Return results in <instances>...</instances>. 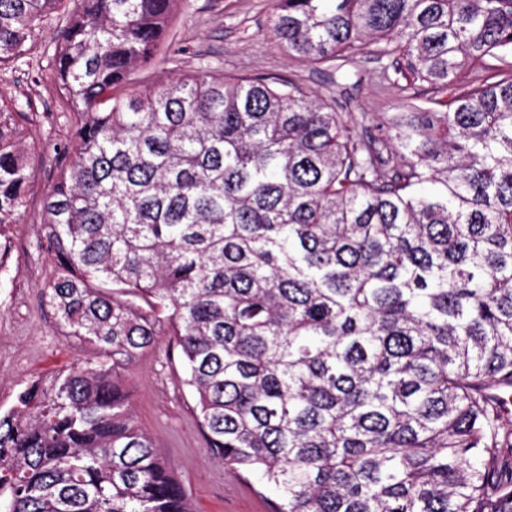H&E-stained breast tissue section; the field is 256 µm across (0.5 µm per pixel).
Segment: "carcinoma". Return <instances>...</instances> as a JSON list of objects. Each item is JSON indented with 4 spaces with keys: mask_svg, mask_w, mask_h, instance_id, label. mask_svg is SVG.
Returning a JSON list of instances; mask_svg holds the SVG:
<instances>
[{
    "mask_svg": "<svg viewBox=\"0 0 512 512\" xmlns=\"http://www.w3.org/2000/svg\"><path fill=\"white\" fill-rule=\"evenodd\" d=\"M59 0H0V64ZM54 61L75 160L42 297L95 359L0 413L4 512H192L129 412L162 336L224 468L273 512H512V0H269L289 58H388L377 115L275 74L114 88L181 0H74ZM419 86L427 103L410 102ZM0 108V237L33 178Z\"/></svg>",
    "mask_w": 512,
    "mask_h": 512,
    "instance_id": "obj_1",
    "label": "carcinoma"
}]
</instances>
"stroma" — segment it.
Instances as JSON below:
<instances>
[{
    "label": "stroma",
    "instance_id": "1",
    "mask_svg": "<svg viewBox=\"0 0 512 512\" xmlns=\"http://www.w3.org/2000/svg\"><path fill=\"white\" fill-rule=\"evenodd\" d=\"M60 13L32 34L33 50L0 68V100L28 113L23 145L34 178L16 224L7 230V259L0 265V408L12 406L20 389L35 379L93 359L76 338L61 335L42 302L49 274L38 247L44 195L61 168L74 159L69 106L59 91L53 60ZM165 69L136 72L144 84L200 71L224 75L280 74L318 95H330L351 112H395L401 100L378 83L381 64L364 59L336 72L288 58L268 22L267 0H182L164 45ZM177 352L168 340L129 370L126 389L136 424L158 444L187 491L193 512H265L277 501L274 487L258 476L240 479L212 455L197 426L194 402L175 382Z\"/></svg>",
    "mask_w": 512,
    "mask_h": 512
}]
</instances>
